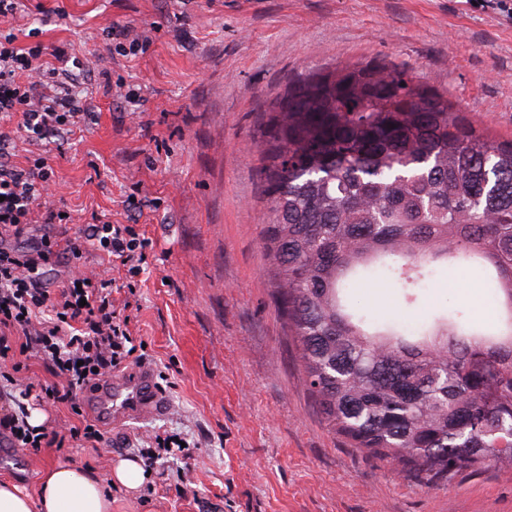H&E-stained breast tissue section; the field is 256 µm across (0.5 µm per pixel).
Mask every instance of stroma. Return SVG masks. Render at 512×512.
Returning a JSON list of instances; mask_svg holds the SVG:
<instances>
[{
  "mask_svg": "<svg viewBox=\"0 0 512 512\" xmlns=\"http://www.w3.org/2000/svg\"><path fill=\"white\" fill-rule=\"evenodd\" d=\"M20 27L43 31L87 71L99 119L53 151L62 178L46 199L75 225L92 214L153 241L140 273L136 339L166 375L171 410L105 429L94 448L0 454V479L35 492L41 472L76 462L106 477L154 433L188 438V461H158L116 512H512V467L424 486L330 433L308 393L276 307L261 230L270 221L255 168L259 112L311 71L404 68L492 136L512 137V0H43ZM64 6L66 18L52 13ZM147 35L120 54L105 30ZM112 76L104 97L103 72ZM459 273L438 270L406 308L386 278L349 296L407 328L457 308ZM185 470L194 498L160 474Z\"/></svg>",
  "mask_w": 512,
  "mask_h": 512,
  "instance_id": "obj_1",
  "label": "stroma"
}]
</instances>
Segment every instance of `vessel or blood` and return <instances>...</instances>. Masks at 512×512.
<instances>
[{
  "label": "vessel or blood",
  "instance_id": "b4317fda",
  "mask_svg": "<svg viewBox=\"0 0 512 512\" xmlns=\"http://www.w3.org/2000/svg\"><path fill=\"white\" fill-rule=\"evenodd\" d=\"M86 399L96 404L102 419L108 421L143 419L159 415L167 408L165 392L145 368L125 371L120 384L100 383Z\"/></svg>",
  "mask_w": 512,
  "mask_h": 512
}]
</instances>
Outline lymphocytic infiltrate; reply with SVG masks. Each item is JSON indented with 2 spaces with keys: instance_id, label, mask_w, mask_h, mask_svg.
Masks as SVG:
<instances>
[{
  "instance_id": "1",
  "label": "lymphocytic infiltrate",
  "mask_w": 512,
  "mask_h": 512,
  "mask_svg": "<svg viewBox=\"0 0 512 512\" xmlns=\"http://www.w3.org/2000/svg\"><path fill=\"white\" fill-rule=\"evenodd\" d=\"M40 12L41 0H0V437L11 447L37 452L44 448H82L103 439L96 424L82 420L67 432L34 427L19 403L64 405L80 415L78 392L111 377L136 351L131 325L137 297L135 278L146 262L151 239L128 224L101 218L69 233L71 215L45 200L50 181L59 173L51 162L49 143L95 122L84 87L69 67L65 47L40 40L28 30V43L7 26L20 8ZM31 152L16 161L17 141ZM48 233L33 237L34 225ZM28 239L29 250L15 248ZM126 267L130 278L75 275L62 283L47 281L53 264L79 266L87 254ZM123 300H115V288ZM38 364L47 380L27 382L19 394L4 388L11 373Z\"/></svg>"
}]
</instances>
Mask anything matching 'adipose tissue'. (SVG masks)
<instances>
[{"label":"adipose tissue","mask_w":512,"mask_h":512,"mask_svg":"<svg viewBox=\"0 0 512 512\" xmlns=\"http://www.w3.org/2000/svg\"><path fill=\"white\" fill-rule=\"evenodd\" d=\"M147 476L140 462L122 457L112 465L110 483L75 463L48 467L36 493L0 481V512H112V491L133 494Z\"/></svg>","instance_id":"obj_1"}]
</instances>
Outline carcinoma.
I'll return each mask as SVG.
<instances>
[{"instance_id":"obj_1","label":"carcinoma","mask_w":512,"mask_h":512,"mask_svg":"<svg viewBox=\"0 0 512 512\" xmlns=\"http://www.w3.org/2000/svg\"><path fill=\"white\" fill-rule=\"evenodd\" d=\"M262 244L325 425L430 484L512 467V139L484 135L405 69L346 66L260 116ZM442 263L497 309L376 327L345 290L385 273L408 307Z\"/></svg>"}]
</instances>
